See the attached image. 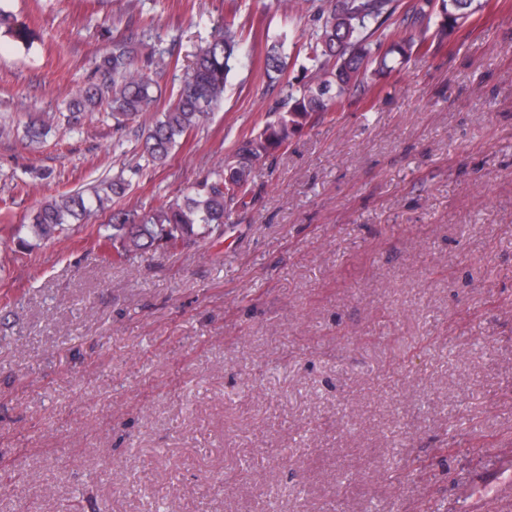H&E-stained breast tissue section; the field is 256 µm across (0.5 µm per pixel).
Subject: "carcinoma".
<instances>
[{
  "instance_id": "cac0c4a2",
  "label": "carcinoma",
  "mask_w": 512,
  "mask_h": 512,
  "mask_svg": "<svg viewBox=\"0 0 512 512\" xmlns=\"http://www.w3.org/2000/svg\"><path fill=\"white\" fill-rule=\"evenodd\" d=\"M486 0H415L400 19L409 31L406 40L394 39L388 21L396 11L394 0H321L317 29L304 45L309 80L284 84L287 108L269 115L265 125L238 140L224 161L187 193L142 214L114 209L111 202L124 196L129 182L119 174L100 182L89 197L68 191L43 201L31 224L14 227L37 241H48L65 231L68 220H82L109 213L105 240L113 254L128 260L146 248L165 251L214 243L224 236L233 210L248 205L255 164L286 145L313 120L323 118L345 101L375 90L376 78L398 70L415 47H427L428 26L435 25L434 39L443 46ZM15 42L27 43L28 32L17 26L11 12L0 7V29ZM134 33L112 42V51L100 57L95 71L100 83L80 89L67 120L77 124L83 112L96 107L102 92L108 94L113 125L122 129L153 111L154 80L135 66L131 43ZM245 27L235 20L216 25L211 39L198 46L176 97L148 128L143 154L154 165H164L178 140L196 130L206 114L224 102L228 77L238 56L247 51ZM286 37H266L263 74L271 83L280 81L285 69Z\"/></svg>"
}]
</instances>
